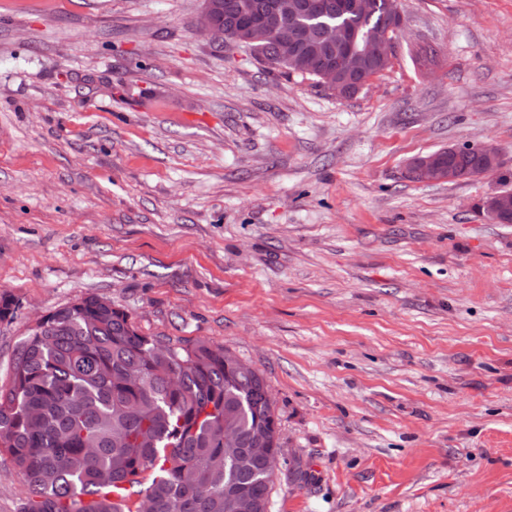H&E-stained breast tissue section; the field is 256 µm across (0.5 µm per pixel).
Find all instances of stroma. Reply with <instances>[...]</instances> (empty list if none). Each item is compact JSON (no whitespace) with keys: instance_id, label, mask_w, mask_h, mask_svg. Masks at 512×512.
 Returning <instances> with one entry per match:
<instances>
[{"instance_id":"stroma-1","label":"stroma","mask_w":512,"mask_h":512,"mask_svg":"<svg viewBox=\"0 0 512 512\" xmlns=\"http://www.w3.org/2000/svg\"><path fill=\"white\" fill-rule=\"evenodd\" d=\"M336 98L199 35L203 0H0V386L87 294L224 347L279 414L270 512H512V0H399ZM492 144L477 180L420 156ZM462 151H473L482 156V159L475 154L465 153L461 156L459 164L461 165H481L480 167L462 166L456 169L457 179L472 180L486 176L495 171L500 164L499 151L496 147L489 144L469 145L463 147H448L434 153L416 158L409 168L411 175L424 182L446 181L442 177V172L446 169V159L448 157V169L450 168L451 158L459 155ZM486 216L492 223H505L512 216V190H500L484 202Z\"/></svg>"}]
</instances>
